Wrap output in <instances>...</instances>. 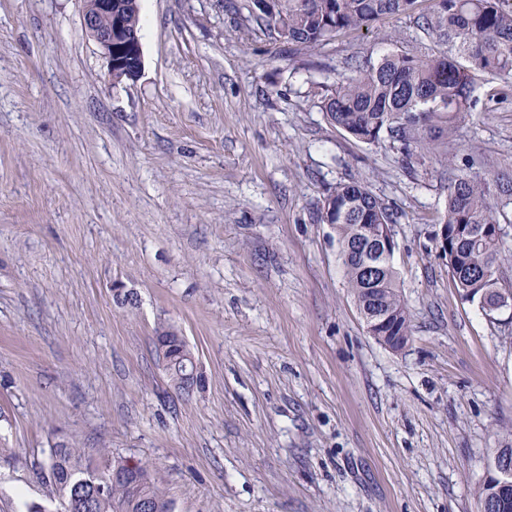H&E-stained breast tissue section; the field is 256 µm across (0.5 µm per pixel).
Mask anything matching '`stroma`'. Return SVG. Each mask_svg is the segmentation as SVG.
<instances>
[{"label":"stroma","mask_w":512,"mask_h":512,"mask_svg":"<svg viewBox=\"0 0 512 512\" xmlns=\"http://www.w3.org/2000/svg\"><path fill=\"white\" fill-rule=\"evenodd\" d=\"M230 2L140 0L142 69L115 87L84 0H0V512L51 507L62 439L145 462L173 512H480L512 438V327L436 254L444 169L322 110L347 56L428 43L399 14L296 54ZM475 98L455 163L512 175V82ZM353 177L396 213L399 352L319 220ZM161 323L195 355L189 393ZM368 319L371 321V323H368L367 319H365V326H366L367 333L370 336H372L377 342L382 344V338L378 332V329L385 328V327L389 326V322H390L389 315L384 314V313H377ZM408 340L409 339H407V338L403 339L398 335V336H394L393 340H392V342L395 343V347L391 348L389 346H385L384 344H382V345H384L385 347H387L388 349H390L392 351L399 352L406 347Z\"/></svg>","instance_id":"1"}]
</instances>
